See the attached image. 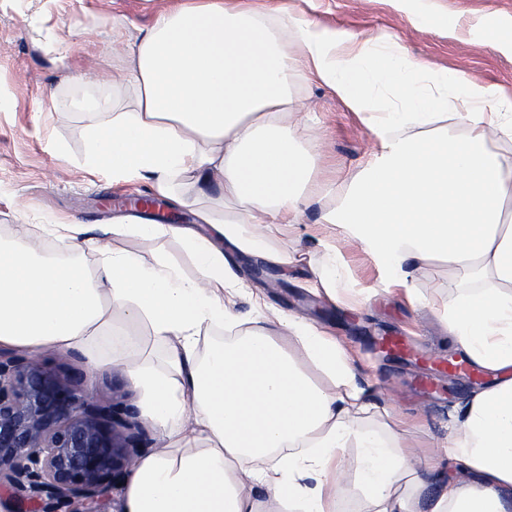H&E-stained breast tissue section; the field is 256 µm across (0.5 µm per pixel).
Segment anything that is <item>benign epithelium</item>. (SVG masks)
Segmentation results:
<instances>
[{
  "mask_svg": "<svg viewBox=\"0 0 512 512\" xmlns=\"http://www.w3.org/2000/svg\"><path fill=\"white\" fill-rule=\"evenodd\" d=\"M85 376L0 352V488L15 512H57L78 500L105 512L111 491L152 444L138 412L88 398Z\"/></svg>",
  "mask_w": 512,
  "mask_h": 512,
  "instance_id": "1",
  "label": "benign epithelium"
}]
</instances>
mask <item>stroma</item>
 Segmentation results:
<instances>
[{
	"label": "stroma",
	"mask_w": 512,
	"mask_h": 512,
	"mask_svg": "<svg viewBox=\"0 0 512 512\" xmlns=\"http://www.w3.org/2000/svg\"><path fill=\"white\" fill-rule=\"evenodd\" d=\"M321 28L348 29L374 39L397 37L409 57L433 70L475 78L512 96V54L496 43L512 30V0H288ZM169 0H0V227L11 224H83L96 228L113 218L139 216L133 199L147 195L143 185L116 186L106 174H90L76 166L84 151L88 115L71 111L74 96L120 87L129 40L150 27ZM423 10L429 19L410 21ZM123 18L121 34H113L111 17ZM452 21L448 35L441 19ZM83 84H75V76ZM292 91L310 114L307 128L295 129L300 148L316 143L310 168L319 203L309 206L301 224L274 235L275 246L300 254L302 261L286 271L249 259L262 270L252 290L268 303L327 330L355 356L361 381L375 402L388 404L392 419L403 423L421 460L434 457L448 435L454 407L486 381L473 367L448 375L441 359H460L430 297L467 293L447 265L431 263L416 275L417 300L390 285L372 258L357 247L343 252L350 273L348 303L331 302L317 292L312 264L321 258L319 238L327 227L319 218L338 205L343 186L378 151L376 136L359 116L327 86L290 79ZM65 143L70 157L60 158L55 143ZM403 340L400 349L382 340ZM40 358L61 375L86 374L88 387L101 403L127 400L140 406L142 395L119 365L90 369L76 352L45 351Z\"/></svg>",
	"instance_id": "35a3bbf8"
}]
</instances>
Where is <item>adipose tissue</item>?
<instances>
[{
	"mask_svg": "<svg viewBox=\"0 0 512 512\" xmlns=\"http://www.w3.org/2000/svg\"><path fill=\"white\" fill-rule=\"evenodd\" d=\"M392 39L315 27L286 0L262 9L227 0H176L129 43L123 98H74L92 115L77 165L113 183H146L176 200L180 179L198 192V225H14L0 234V346L77 352L90 366L118 364L141 390L159 430L121 487L122 512H338L344 490L364 512H512V157L488 150L512 133V99L494 86L404 58ZM318 81L361 115L379 139L322 221L340 228L314 274L336 298L348 269L342 247L371 256L385 278L410 286L447 263L480 291L431 299L457 348L491 382L457 406L436 473L382 414L349 353L315 324L237 304L248 286L241 257L288 268L270 227L300 223L312 151L298 149L293 75ZM410 87L406 99L393 87ZM464 119L448 136L439 123ZM221 192L222 209L208 203ZM171 237L197 269L166 255L144 262L132 244ZM147 322L166 344L144 356L132 327ZM239 329L199 355L200 336ZM275 457L256 469L255 460Z\"/></svg>",
	"mask_w": 512,
	"mask_h": 512,
	"instance_id": "ef3b65f1",
	"label": "adipose tissue"
}]
</instances>
